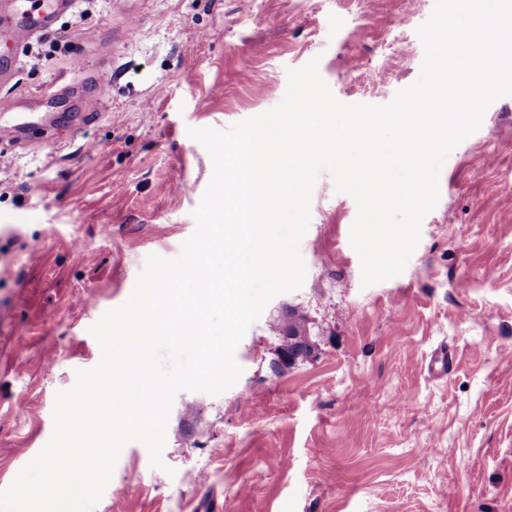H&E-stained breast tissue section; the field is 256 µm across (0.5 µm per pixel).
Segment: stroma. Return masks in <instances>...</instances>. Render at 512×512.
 I'll use <instances>...</instances> for the list:
<instances>
[{
  "instance_id": "stroma-1",
  "label": "stroma",
  "mask_w": 512,
  "mask_h": 512,
  "mask_svg": "<svg viewBox=\"0 0 512 512\" xmlns=\"http://www.w3.org/2000/svg\"><path fill=\"white\" fill-rule=\"evenodd\" d=\"M435 0H91L23 50L0 102L66 73H102L96 122L58 123L61 150L0 140V489L45 446L57 391L96 366L89 328L130 296L149 255L195 230L212 175L189 129L224 130L282 99L318 59L347 104L413 84ZM137 13L148 33L121 38ZM187 187L167 191L174 176ZM440 197L403 272L363 286L353 198L317 181L300 242L302 287L273 298L218 396L174 400L164 469L128 444L95 512H512V96L446 159ZM110 234H103V226ZM96 294L98 309L80 306ZM312 356L272 373L284 310ZM454 355L447 378L427 363Z\"/></svg>"
}]
</instances>
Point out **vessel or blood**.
<instances>
[{"instance_id": "b4317fda", "label": "vessel or blood", "mask_w": 512, "mask_h": 512, "mask_svg": "<svg viewBox=\"0 0 512 512\" xmlns=\"http://www.w3.org/2000/svg\"><path fill=\"white\" fill-rule=\"evenodd\" d=\"M76 0H44L38 14H31L19 0H0V78H8L19 63L18 54L34 37L51 31L58 16L73 9ZM81 120L89 123L100 118L104 108L103 79L88 74L82 81Z\"/></svg>"}]
</instances>
